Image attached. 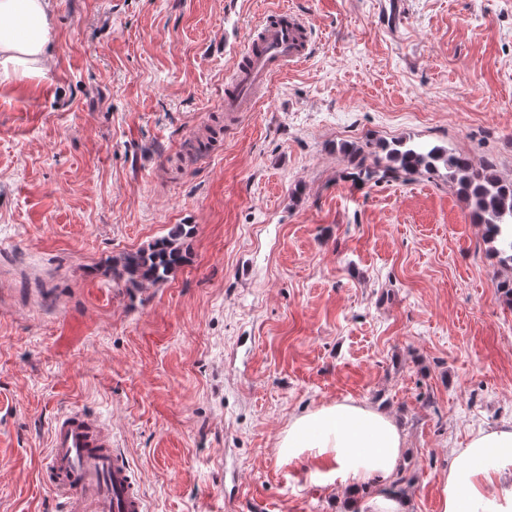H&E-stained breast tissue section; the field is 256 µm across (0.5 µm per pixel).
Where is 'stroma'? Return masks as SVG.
Returning <instances> with one entry per match:
<instances>
[{"label": "stroma", "mask_w": 512, "mask_h": 512, "mask_svg": "<svg viewBox=\"0 0 512 512\" xmlns=\"http://www.w3.org/2000/svg\"><path fill=\"white\" fill-rule=\"evenodd\" d=\"M52 0L48 69L0 81V512H60L49 427L109 424L150 512H341L292 416L401 426L408 512L512 425V264L446 173L352 181L343 146L430 142L512 178V0ZM314 50L253 111L224 82L263 9ZM193 226L127 289L109 261Z\"/></svg>", "instance_id": "stroma-1"}]
</instances>
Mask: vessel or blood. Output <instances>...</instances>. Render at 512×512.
<instances>
[{"label":"vessel or blood","mask_w":512,"mask_h":512,"mask_svg":"<svg viewBox=\"0 0 512 512\" xmlns=\"http://www.w3.org/2000/svg\"><path fill=\"white\" fill-rule=\"evenodd\" d=\"M310 53L308 29L291 7L267 10L224 83V109L248 112L257 94ZM39 481L62 512H148L147 501L110 426L74 409L52 423Z\"/></svg>","instance_id":"obj_1"}]
</instances>
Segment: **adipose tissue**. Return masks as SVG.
Here are the masks:
<instances>
[{
    "label": "adipose tissue",
    "instance_id": "1",
    "mask_svg": "<svg viewBox=\"0 0 512 512\" xmlns=\"http://www.w3.org/2000/svg\"><path fill=\"white\" fill-rule=\"evenodd\" d=\"M50 28V0H0V80L45 73ZM278 446L288 462L309 454L326 462V478L350 494L349 512H407L405 497L385 488L405 451L388 413L353 400L322 405L291 418ZM370 483L376 492L361 495ZM438 495V512H512V426L481 430L455 449Z\"/></svg>",
    "mask_w": 512,
    "mask_h": 512
}]
</instances>
